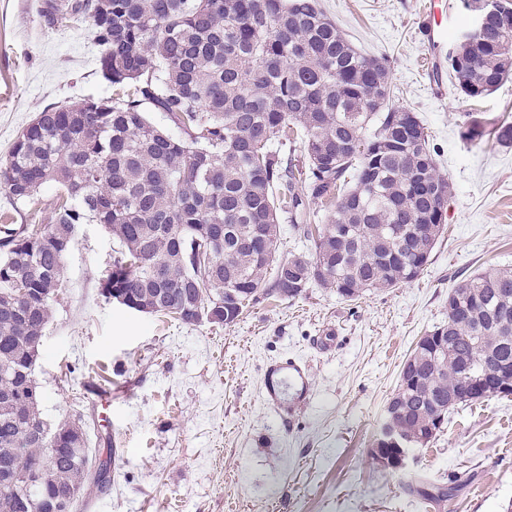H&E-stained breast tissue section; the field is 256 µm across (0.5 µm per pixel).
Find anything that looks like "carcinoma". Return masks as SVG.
Here are the masks:
<instances>
[{
  "label": "carcinoma",
  "instance_id": "obj_1",
  "mask_svg": "<svg viewBox=\"0 0 512 512\" xmlns=\"http://www.w3.org/2000/svg\"><path fill=\"white\" fill-rule=\"evenodd\" d=\"M492 3L481 34L448 50L466 98L512 73V0ZM40 17L89 23L112 96L43 110L0 163L18 202L48 182L63 190L53 224L0 225V512H57L67 496L74 509L103 472L84 428L42 418L32 377L81 225L118 244L103 289L144 313L229 325L262 296L293 301L315 284L355 301L415 280L453 192L418 116L371 97L390 85L388 59L360 52L318 0H42ZM487 135L512 146V122L472 117L468 137ZM305 196L326 223L308 222ZM284 218L307 251L277 254ZM448 306L391 396L409 448L484 400L477 386L492 373L512 384V269L457 285ZM48 448L43 480L20 490L14 473ZM462 481L416 493L440 505Z\"/></svg>",
  "mask_w": 512,
  "mask_h": 512
}]
</instances>
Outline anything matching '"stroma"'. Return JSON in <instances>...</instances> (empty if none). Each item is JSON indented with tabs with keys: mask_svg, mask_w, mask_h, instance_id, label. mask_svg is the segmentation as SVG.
I'll list each match as a JSON object with an SVG mask.
<instances>
[{
	"mask_svg": "<svg viewBox=\"0 0 512 512\" xmlns=\"http://www.w3.org/2000/svg\"><path fill=\"white\" fill-rule=\"evenodd\" d=\"M319 3L359 51L388 58L395 103L425 124L453 186L446 231L423 273L399 287L347 302L314 285L292 302L260 299L233 324L192 326L108 301L116 244L103 225H82L34 375L43 417L80 418L108 464L82 512H444L412 489L463 473L451 512L512 503V396L455 408L401 468L369 454L406 357L448 320L449 291L512 268V147L463 136L471 115L512 118V77L477 102L434 95L415 19L437 9L456 40L470 25L460 0ZM39 4L0 0V161L43 109L112 93L88 24L46 28ZM59 194L48 183L20 203L0 190V217L50 224ZM286 355L311 382L290 412L263 390L267 366ZM107 389L108 421L97 400Z\"/></svg>",
	"mask_w": 512,
	"mask_h": 512,
	"instance_id": "obj_1",
	"label": "stroma"
}]
</instances>
